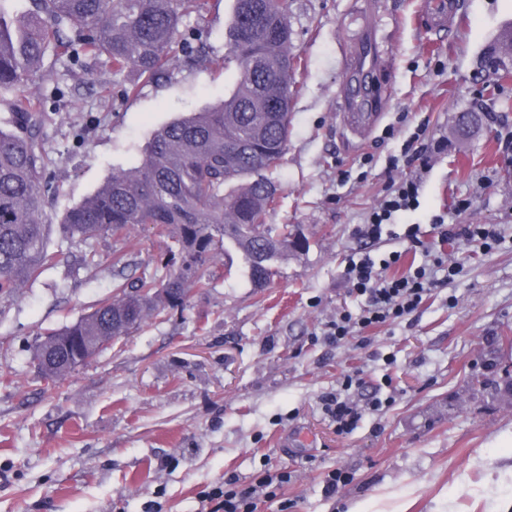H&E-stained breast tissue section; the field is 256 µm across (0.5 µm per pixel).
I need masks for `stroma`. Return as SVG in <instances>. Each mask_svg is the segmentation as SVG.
Here are the masks:
<instances>
[{
	"label": "stroma",
	"instance_id": "obj_1",
	"mask_svg": "<svg viewBox=\"0 0 512 512\" xmlns=\"http://www.w3.org/2000/svg\"><path fill=\"white\" fill-rule=\"evenodd\" d=\"M300 86L286 154L272 177L278 204L268 221L300 225L304 251L284 257L265 287L243 255H218L206 288L146 318L75 373L48 383L32 352L40 337L112 299L116 279H165L171 234L142 224L87 242L66 239V207L94 194L113 170L138 166L153 131L215 104L236 86L223 56L233 0H208L203 33L186 17L194 60L122 90L129 74L108 63L92 79L54 81L43 70L49 151L45 223L56 261L0 293V512H209V492L288 473L257 512H512V402L496 390L512 366V80L487 89L479 59L512 25V0H456L453 34L424 27L423 0H288ZM374 34L381 70L371 80L382 116L363 139L344 128L353 51ZM493 120V134L461 143L457 113ZM418 151L405 152L416 129ZM398 157L390 168V157ZM420 178L416 209L398 223L458 265L404 320L333 345L337 312L366 305L346 277L365 249L399 251L400 274L422 254L405 241L371 245L358 225L402 180ZM460 228L488 224L498 240L441 242L436 217ZM362 414L337 434L322 398L345 375ZM383 405L373 410L372 398ZM349 481L326 495L334 469Z\"/></svg>",
	"mask_w": 512,
	"mask_h": 512
}]
</instances>
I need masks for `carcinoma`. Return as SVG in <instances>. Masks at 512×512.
Wrapping results in <instances>:
<instances>
[{
    "label": "carcinoma",
    "instance_id": "obj_1",
    "mask_svg": "<svg viewBox=\"0 0 512 512\" xmlns=\"http://www.w3.org/2000/svg\"><path fill=\"white\" fill-rule=\"evenodd\" d=\"M196 29L208 25L206 0H0V97H8L15 130L0 129V291L21 287L56 255L43 222L49 157L40 129L45 109L22 89L45 61L73 64L105 58L115 73L161 77L176 53L191 59L182 37L185 15ZM288 0H234L227 57L238 81L224 103L157 129L140 164L112 176L83 202L67 208L60 229L86 242L121 234L139 224L172 229L175 247L161 284L142 276L134 286L154 289L145 308L116 283L112 301L73 327L46 333L36 349H52L67 336L87 341L112 331L124 336L160 306L185 303L207 286V265L226 246L239 250L255 287L265 286L280 256L300 248L294 226L266 223L277 187L265 172L277 167L288 144V112L297 59L289 52ZM71 360L43 367L46 381L65 378L90 354L69 350Z\"/></svg>",
    "mask_w": 512,
    "mask_h": 512
}]
</instances>
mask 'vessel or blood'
<instances>
[{
  "mask_svg": "<svg viewBox=\"0 0 512 512\" xmlns=\"http://www.w3.org/2000/svg\"><path fill=\"white\" fill-rule=\"evenodd\" d=\"M456 14L457 9L453 0H424L422 19L432 29L447 30ZM380 65L381 55L374 41L369 38L363 39L353 58L351 69L355 82L343 114L345 124L361 134L375 127L381 118L380 113L372 111L365 94L367 83Z\"/></svg>",
  "mask_w": 512,
  "mask_h": 512,
  "instance_id": "obj_1",
  "label": "vessel or blood"
}]
</instances>
